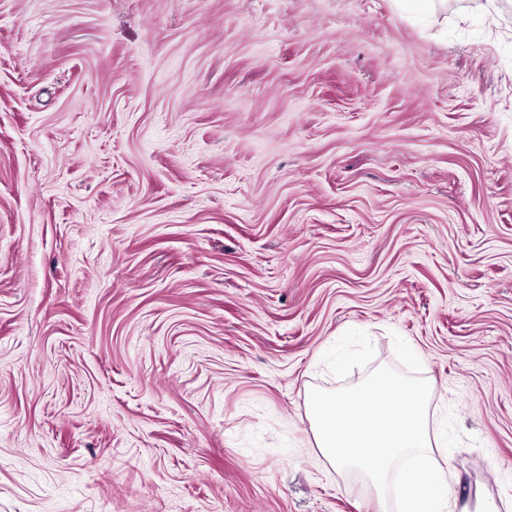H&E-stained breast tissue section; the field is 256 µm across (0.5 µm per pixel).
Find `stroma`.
I'll return each instance as SVG.
<instances>
[{"instance_id": "35a3bbf8", "label": "stroma", "mask_w": 512, "mask_h": 512, "mask_svg": "<svg viewBox=\"0 0 512 512\" xmlns=\"http://www.w3.org/2000/svg\"><path fill=\"white\" fill-rule=\"evenodd\" d=\"M398 336L512 512V0H0V512H384Z\"/></svg>"}]
</instances>
